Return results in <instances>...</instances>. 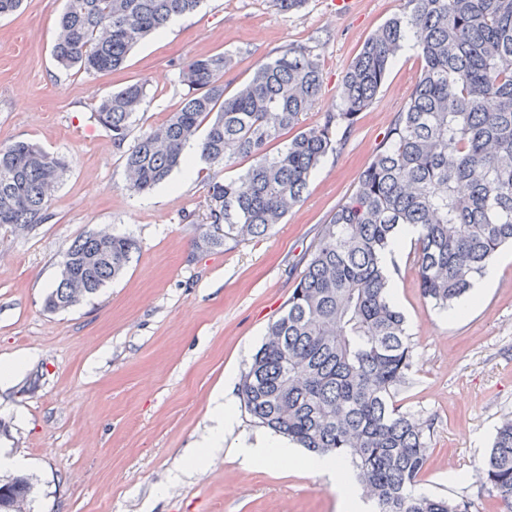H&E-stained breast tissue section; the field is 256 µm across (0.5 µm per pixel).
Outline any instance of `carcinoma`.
<instances>
[{"mask_svg":"<svg viewBox=\"0 0 512 512\" xmlns=\"http://www.w3.org/2000/svg\"><path fill=\"white\" fill-rule=\"evenodd\" d=\"M204 0H65L53 55L86 74L123 68L131 49ZM417 41L423 67L404 110L358 178L355 191L322 225L282 313L242 373L238 394L255 423L317 456L348 463L376 512H467L456 500L418 491L430 456V425L394 404L412 368L404 313L390 298L389 269L400 226L418 229L416 276L425 303L455 308L489 259L512 244V0H405L378 27L345 72L340 106L322 123L301 116L320 96L323 75L311 51L287 47L235 91L224 87V54L190 59L180 72L188 94L177 111L125 153L129 189L143 192L201 157L223 169L250 165L208 184L201 241L267 235L302 199L312 172L375 99L398 52ZM145 99L130 84L103 97L94 116L115 144L128 139ZM67 161L36 145H0V225L25 231L50 218ZM131 236L89 233L62 256L74 280L59 278L50 311L95 295L127 269ZM500 512H512V417L501 421L475 469ZM26 475L0 480V512H30Z\"/></svg>","mask_w":512,"mask_h":512,"instance_id":"1","label":"carcinoma"}]
</instances>
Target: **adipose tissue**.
Wrapping results in <instances>:
<instances>
[{
  "label": "adipose tissue",
  "mask_w": 512,
  "mask_h": 512,
  "mask_svg": "<svg viewBox=\"0 0 512 512\" xmlns=\"http://www.w3.org/2000/svg\"><path fill=\"white\" fill-rule=\"evenodd\" d=\"M213 413L217 425L208 440L193 451L195 463L204 462L212 449L226 446L246 468L269 462L284 470L303 469L324 475L332 484L343 512H372L350 468L328 457L304 455L297 446L262 435L251 439L235 438L238 420L233 399L215 395Z\"/></svg>",
  "instance_id": "ef3b65f1"
}]
</instances>
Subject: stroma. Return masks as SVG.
I'll return each instance as SVG.
<instances>
[{
  "label": "stroma",
  "instance_id": "1",
  "mask_svg": "<svg viewBox=\"0 0 512 512\" xmlns=\"http://www.w3.org/2000/svg\"><path fill=\"white\" fill-rule=\"evenodd\" d=\"M402 4L306 0L287 14L274 0H205L135 46L124 68L91 75L63 70L53 57L64 0H24L0 18V144L28 141L70 162L50 220L23 232L0 229V360L24 361L0 382V448L28 460L32 512H339L319 476L271 464L246 469L225 448L198 467L184 451L206 441L213 392L246 369L322 225L406 105L423 65L419 49L405 45L283 223L223 247L199 243L208 183L239 175L246 161L220 172L202 161L147 192L130 191L125 150L94 108L103 96L143 84L136 137L180 107L189 59L230 56L224 83L233 90L284 48L301 47L322 65V92L301 118L302 127L318 125L337 111L350 62ZM98 231L137 241L125 274L79 305L47 310L63 253ZM389 271L413 344L396 403L433 429L421 486L468 501L469 512H497L489 487L471 474L499 422L512 417V263L453 320L422 299L413 243L396 252Z\"/></svg>",
  "mask_w": 512,
  "mask_h": 512
}]
</instances>
